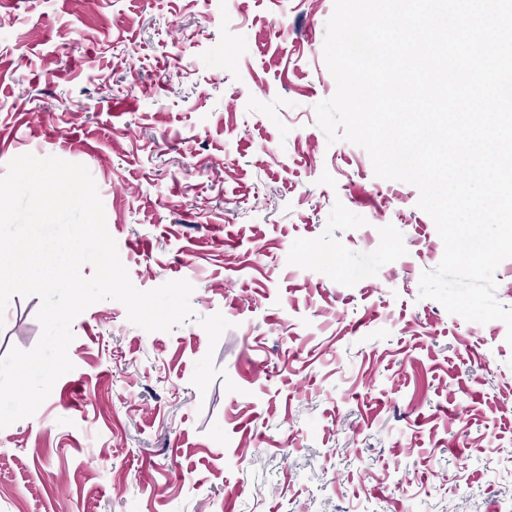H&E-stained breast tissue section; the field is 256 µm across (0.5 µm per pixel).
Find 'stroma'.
<instances>
[{
  "label": "stroma",
  "instance_id": "stroma-1",
  "mask_svg": "<svg viewBox=\"0 0 512 512\" xmlns=\"http://www.w3.org/2000/svg\"><path fill=\"white\" fill-rule=\"evenodd\" d=\"M333 8L0 0V175L84 165L134 286L187 280L196 314L74 320L73 370L0 429V512H512L507 327L420 298L444 245L418 189L318 127ZM40 304L10 300L0 358Z\"/></svg>",
  "mask_w": 512,
  "mask_h": 512
}]
</instances>
